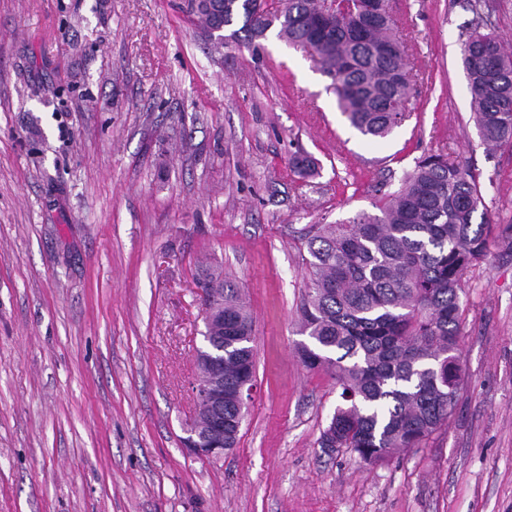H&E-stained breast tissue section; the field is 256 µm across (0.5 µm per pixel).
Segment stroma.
Instances as JSON below:
<instances>
[{
	"mask_svg": "<svg viewBox=\"0 0 512 512\" xmlns=\"http://www.w3.org/2000/svg\"><path fill=\"white\" fill-rule=\"evenodd\" d=\"M186 0H0V512H512V251L461 294L462 382L421 447L318 446L340 402L298 348L301 233L372 211L415 161H466L512 226V146L470 113L462 0H401L417 78L384 141L310 52L212 48ZM320 163L302 179L289 159ZM253 320L235 448L191 455L201 270Z\"/></svg>",
	"mask_w": 512,
	"mask_h": 512,
	"instance_id": "stroma-1",
	"label": "stroma"
}]
</instances>
